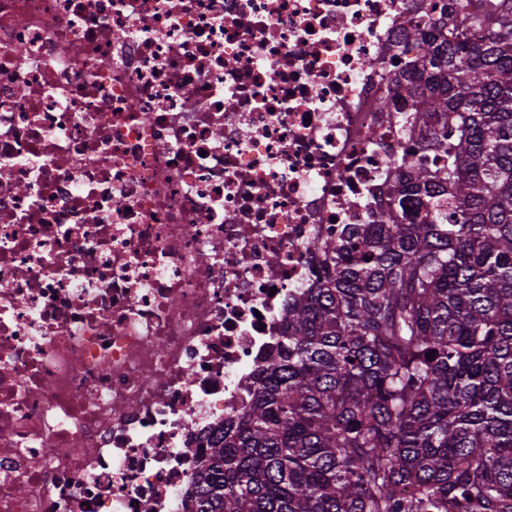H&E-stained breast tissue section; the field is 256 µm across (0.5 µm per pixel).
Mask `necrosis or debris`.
Returning <instances> with one entry per match:
<instances>
[{
	"instance_id": "1",
	"label": "necrosis or debris",
	"mask_w": 512,
	"mask_h": 512,
	"mask_svg": "<svg viewBox=\"0 0 512 512\" xmlns=\"http://www.w3.org/2000/svg\"><path fill=\"white\" fill-rule=\"evenodd\" d=\"M427 2L0 0V512H187L315 243L443 163Z\"/></svg>"
}]
</instances>
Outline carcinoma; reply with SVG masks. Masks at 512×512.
I'll return each mask as SVG.
<instances>
[{"instance_id": "obj_1", "label": "carcinoma", "mask_w": 512, "mask_h": 512, "mask_svg": "<svg viewBox=\"0 0 512 512\" xmlns=\"http://www.w3.org/2000/svg\"><path fill=\"white\" fill-rule=\"evenodd\" d=\"M396 79L404 162L209 448L190 512H512V0H448Z\"/></svg>"}]
</instances>
